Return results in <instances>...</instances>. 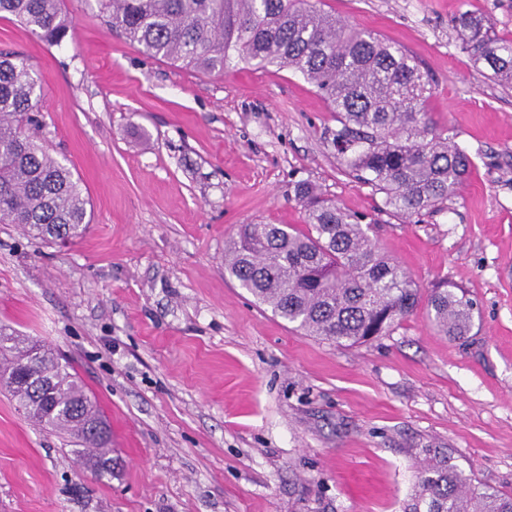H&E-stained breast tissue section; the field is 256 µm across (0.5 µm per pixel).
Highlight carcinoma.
Wrapping results in <instances>:
<instances>
[{
    "label": "carcinoma",
    "instance_id": "obj_1",
    "mask_svg": "<svg viewBox=\"0 0 512 512\" xmlns=\"http://www.w3.org/2000/svg\"><path fill=\"white\" fill-rule=\"evenodd\" d=\"M99 13L146 55L203 73L222 72L233 59L260 68H288L328 102L339 124L333 146L354 178L384 194L405 219L447 207L472 173L471 158L428 112L433 83L401 47L361 29L311 0H97ZM48 45L71 24L60 0H0ZM462 48L503 85H512V39L483 14L455 20ZM41 87L32 67L0 53V224H17L44 242L81 236L91 223L78 179L36 134ZM305 228L242 224L224 248V271L273 315L309 336L356 345L384 336L417 307L411 276L370 238L367 216L350 212L314 185L295 189ZM445 336L473 326L474 303L464 290L436 284L428 298ZM48 380L51 395L31 387ZM0 388L36 424L76 439L72 453L90 458L94 473L112 475L110 430L68 366L54 355L0 330ZM404 512H512V496L466 482L444 455L421 472Z\"/></svg>",
    "mask_w": 512,
    "mask_h": 512
}]
</instances>
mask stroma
I'll return each mask as SVG.
<instances>
[{
    "label": "stroma",
    "mask_w": 512,
    "mask_h": 512,
    "mask_svg": "<svg viewBox=\"0 0 512 512\" xmlns=\"http://www.w3.org/2000/svg\"><path fill=\"white\" fill-rule=\"evenodd\" d=\"M431 72L428 109L474 167L415 222L350 176L337 122L302 75L238 60L207 75L146 56L63 0L61 46L0 17V52L42 87V142L72 168L92 223L68 244L0 224V327L50 347L112 431L96 479L71 435L0 390V512H403L449 455L473 487L512 495V86L461 49L460 13L512 38V0H323ZM319 185L376 221L421 296L440 280L475 303L466 338L426 304L387 335L341 346L275 317L224 271L240 224L303 225Z\"/></svg>",
    "instance_id": "35a3bbf8"
}]
</instances>
